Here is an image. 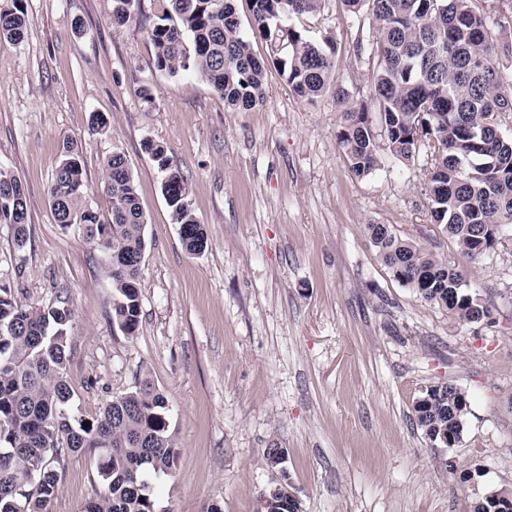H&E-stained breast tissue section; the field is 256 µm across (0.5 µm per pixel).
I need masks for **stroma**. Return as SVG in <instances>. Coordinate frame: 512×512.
<instances>
[{"mask_svg":"<svg viewBox=\"0 0 512 512\" xmlns=\"http://www.w3.org/2000/svg\"><path fill=\"white\" fill-rule=\"evenodd\" d=\"M24 8L23 40L0 43V173L23 183L29 240L17 249L0 224V287L28 307L68 301L75 417L146 378L166 396L177 456L154 481L158 512L212 501L257 512L277 477L269 448L286 449L304 512H474L489 490L512 489V225L474 259L431 218L426 154L402 160L382 145L377 169L355 176L333 94L307 104L271 69L265 104L236 112L198 75L157 70L147 31L158 0L125 26L112 0ZM292 23L336 43L342 87L369 103L372 17L322 0ZM67 141L91 207L109 206L106 158L123 154L134 177L147 244L135 336L112 324L108 255L81 225L55 222L48 189ZM149 141L188 180L208 237L199 254L181 243ZM371 224L466 271L489 318L458 324L399 282ZM446 383L469 407L460 443L439 448L414 405ZM104 492L92 452L75 454L48 512H83Z\"/></svg>","mask_w":512,"mask_h":512,"instance_id":"1","label":"stroma"}]
</instances>
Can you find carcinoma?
Instances as JSON below:
<instances>
[{
	"label": "carcinoma",
	"instance_id": "cac0c4a2",
	"mask_svg": "<svg viewBox=\"0 0 512 512\" xmlns=\"http://www.w3.org/2000/svg\"><path fill=\"white\" fill-rule=\"evenodd\" d=\"M164 2L148 33L155 66L199 75L229 108L249 111L261 104L270 67L308 103L337 82L334 45L319 44L289 23L292 16L316 12L322 0H250L252 30L266 45L261 58L241 28L235 0ZM342 2L355 15L368 8L376 24L371 104L381 116L379 135L396 156L408 159L424 151L431 157L427 192L434 223L466 253L482 256L496 244L499 230L512 224V134L502 132L512 124V92L503 90L490 17L476 11L473 0ZM112 11L120 25L135 22L141 0H112ZM25 28L24 0L0 8L1 43L21 41ZM342 119L338 139L351 171L372 173L379 158L368 107L347 106ZM145 150L163 173L162 191L185 232L182 245L194 254L207 237L188 184L172 168L164 146L149 141ZM104 170L109 207L102 215L85 202L80 156L66 142L49 196L56 223L83 225L109 255L112 323L133 336L140 317L144 216L126 158L108 157ZM10 180L0 185V224L10 225L22 249L28 241L26 193L18 178ZM368 232L394 277L422 299L462 324L490 316L486 304L466 289L460 270L399 239L384 224H370ZM72 318L65 300L30 308L0 288V512H45L63 462L87 449L100 452L96 468L107 490L85 512H156L150 478L171 471L176 460L168 401L145 379L136 390L112 397L95 417H74L65 377ZM467 411V395L449 384L430 388L414 406L417 425L429 440L448 447L461 440ZM292 490L282 473L262 492L258 512H303ZM510 502L511 492L491 490L475 512H503Z\"/></svg>",
	"mask_w": 512,
	"mask_h": 512
}]
</instances>
